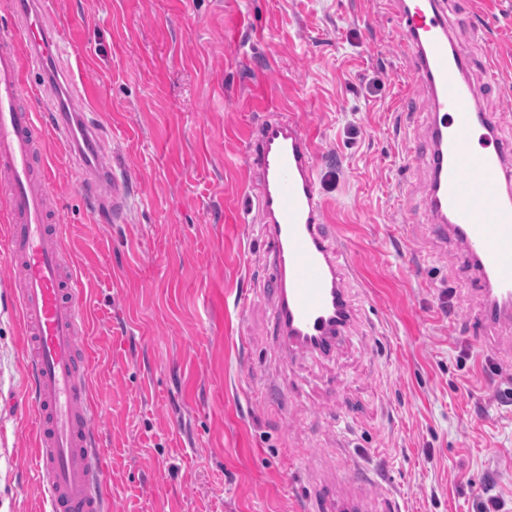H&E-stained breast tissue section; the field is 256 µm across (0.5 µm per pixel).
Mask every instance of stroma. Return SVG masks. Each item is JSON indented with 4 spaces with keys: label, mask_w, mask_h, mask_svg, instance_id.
I'll return each instance as SVG.
<instances>
[{
    "label": "stroma",
    "mask_w": 512,
    "mask_h": 512,
    "mask_svg": "<svg viewBox=\"0 0 512 512\" xmlns=\"http://www.w3.org/2000/svg\"><path fill=\"white\" fill-rule=\"evenodd\" d=\"M447 2L456 50L480 57L477 28L490 45L498 87L479 64L466 78L511 138L512 0ZM44 22L56 77L32 72L24 104L89 114L134 187L113 223L48 139L111 512H305L307 469L347 497L356 462L400 512H479L487 495L512 512V377L472 333L486 297L462 245L432 232L429 95L389 0H53ZM259 82L318 136L357 309L326 356L282 352L271 296L239 307L267 272L263 226L235 204ZM21 339L0 260V512H46Z\"/></svg>",
    "instance_id": "obj_1"
}]
</instances>
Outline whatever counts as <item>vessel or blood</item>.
I'll return each instance as SVG.
<instances>
[{
  "mask_svg": "<svg viewBox=\"0 0 512 512\" xmlns=\"http://www.w3.org/2000/svg\"><path fill=\"white\" fill-rule=\"evenodd\" d=\"M402 49L413 73L427 84L432 123L429 203L436 233L453 234L487 297L477 335L512 318V139L498 135L465 76L468 62L452 44L444 0H394ZM15 18L0 27V209L7 216L0 256L20 267L15 292L23 320L26 398L35 409V473L48 512H108L101 495L102 454L95 432L78 338L84 329L83 285L66 275L63 245L51 234V172L40 163L41 131H50L77 161L81 187L112 183V216L125 214L128 186L100 161L101 139L85 123L75 139L62 114L21 106L28 69L58 48L45 28L44 0H8ZM313 128L283 112L261 119L247 142L266 252L276 269L274 321L287 353L333 351L352 318L342 283L340 247L325 222L315 169ZM308 512H397L383 499L371 508L362 497L338 498L313 484Z\"/></svg>",
  "mask_w": 512,
  "mask_h": 512,
  "instance_id": "obj_1",
  "label": "vessel or blood"
}]
</instances>
